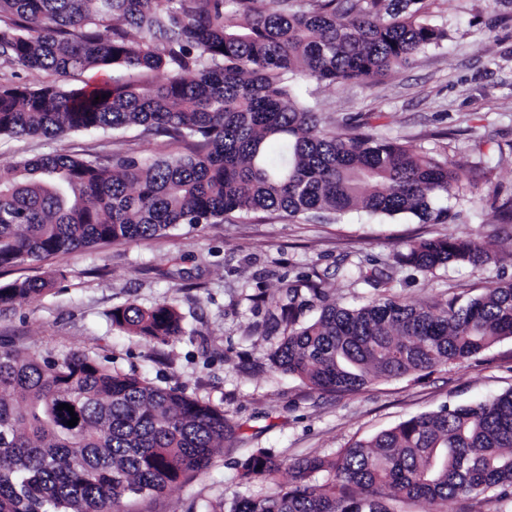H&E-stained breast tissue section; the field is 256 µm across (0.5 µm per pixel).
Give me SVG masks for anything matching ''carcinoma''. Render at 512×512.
Here are the masks:
<instances>
[{
	"instance_id": "cac0c4a2",
	"label": "carcinoma",
	"mask_w": 512,
	"mask_h": 512,
	"mask_svg": "<svg viewBox=\"0 0 512 512\" xmlns=\"http://www.w3.org/2000/svg\"><path fill=\"white\" fill-rule=\"evenodd\" d=\"M424 0H0V62L60 76L133 68L162 83L94 87L0 85V138H59L141 127L181 147L148 160L50 153L0 167V267L181 224L283 213L338 221L354 209L442 223L435 203L460 165L360 127L330 130L293 80L343 85L397 73L447 33L419 18ZM494 243L448 236L410 243L403 265L431 272L495 260ZM46 277L0 287V306L49 291ZM320 316L298 325L309 305ZM277 304L288 334L273 365L318 388L355 392L471 359L512 337V281L464 305L394 299L339 307L311 280ZM112 326L159 343L179 335L166 302L110 313ZM66 403L79 421L74 427ZM224 412L107 360L0 350V512H121L209 467L232 439ZM244 480H272L265 448L237 462ZM292 482L229 512H390L389 498H512V390L476 405L411 417L328 460L290 465ZM329 482L312 480L316 472Z\"/></svg>"
}]
</instances>
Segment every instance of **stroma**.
Here are the masks:
<instances>
[{
	"label": "stroma",
	"mask_w": 512,
	"mask_h": 512,
	"mask_svg": "<svg viewBox=\"0 0 512 512\" xmlns=\"http://www.w3.org/2000/svg\"><path fill=\"white\" fill-rule=\"evenodd\" d=\"M425 2V21L448 38L410 68L345 85L301 82L297 92L330 126L361 123L369 133L465 162L458 189L444 202L451 221L353 211L326 223L260 213L0 267V287L52 269L66 272L42 296L0 307V348L54 359L85 351L209 401L237 426L236 439L217 451L207 470L163 492L127 498L126 512H206L211 504L268 495L288 485L294 462L332 457L411 417L512 390V337L475 358L348 394L311 388L275 371L268 359L284 338L268 315L269 302L299 278L317 280L330 300L347 308L386 298L462 304L512 280V224L492 207L494 199L512 195V0ZM111 77L88 70L62 81L49 72L0 68V83L15 85L60 81L71 89ZM128 149L155 158L175 147L137 129L2 140L0 166L55 152L91 159ZM450 235L493 241L497 260L426 273L394 259L409 242ZM363 271L375 272L379 287L363 283ZM163 301L183 318L182 333L164 344L120 331L109 318L128 303L149 308ZM257 448L271 450L283 464L276 482L241 481L236 463ZM388 506L391 512H512V501L493 491L476 500L392 499Z\"/></svg>",
	"instance_id": "1"
}]
</instances>
